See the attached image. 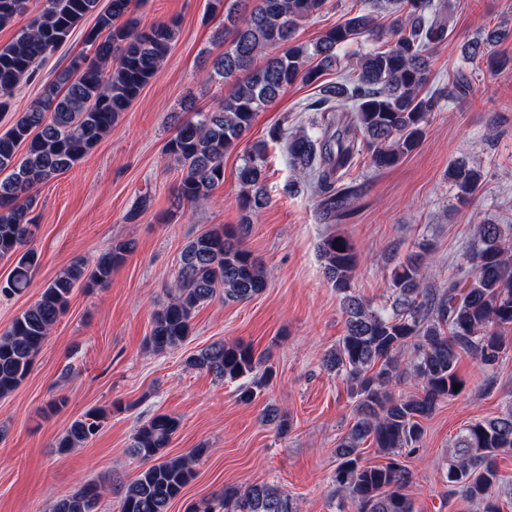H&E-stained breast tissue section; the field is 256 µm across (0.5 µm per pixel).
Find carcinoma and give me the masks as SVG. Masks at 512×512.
<instances>
[{"label": "carcinoma", "instance_id": "obj_1", "mask_svg": "<svg viewBox=\"0 0 512 512\" xmlns=\"http://www.w3.org/2000/svg\"><path fill=\"white\" fill-rule=\"evenodd\" d=\"M0 0V27L21 15L26 25L14 40L0 46V112L11 109L14 91L34 76L87 16L96 22L84 35L88 50L75 55L39 96L0 134V258L13 268L0 294L24 292L32 283L40 256L24 249L31 234L35 187L70 169L107 134L119 117L156 76L179 32L175 18L149 25L134 15L132 0ZM327 0H209L211 13L224 11L227 46L212 61L207 80L235 81L233 92L215 110L185 111L166 142L167 164L180 173L173 194L178 209L208 203L224 183L225 155L242 150L238 170L241 212L236 227H218L196 235L183 247L168 301L152 314L146 346L162 354L181 346L191 333L197 309L220 295L243 302L267 286L262 264L244 247L252 216L271 199L265 187L266 144L240 148L258 112L288 87L314 84L338 61L336 49L369 38L379 46L358 55L349 75L323 85L309 112L321 113L309 129L288 135L279 125L271 140L284 142L298 179L314 184L319 206L334 218L343 216L359 197L358 185L345 181L365 154L377 170L396 166L421 146L432 115L442 102L470 85L459 74L451 87L431 88L430 63L449 31L451 5L434 0H367V8L323 32L310 43L296 41L300 23L321 11ZM390 17L384 28L375 11ZM509 30L497 29L466 41L465 55L487 58L498 70L512 68V58L491 51ZM265 55L263 65L254 61ZM457 197L469 201L483 188L480 170L457 161L448 167ZM479 247L469 256V281L436 288L427 281L431 249L408 254L393 272L396 296L390 309L375 310L353 291L358 257L350 239L325 236L318 251L323 273L339 297L345 333L324 358L330 372L346 375L355 399L356 422L336 448L332 475L341 502L355 512H413L408 459L420 450L423 421L456 396L458 359L470 355L485 368L496 365L512 329V235L490 220L478 227ZM134 249L119 241L94 264L80 257L58 274L40 297L0 336V397L12 393L31 372L76 285L92 288L109 281L112 270ZM186 364L221 380L236 381L263 369L262 377L240 388L249 402L267 384L273 370L251 346L215 342L187 358ZM407 375L417 392L396 395L392 384ZM106 411L92 410L75 419L57 439L58 454L90 441ZM178 418L158 414L135 432L132 452L146 464L124 491L120 512H170L172 502L193 477L206 454L204 447L173 458L162 456L179 428ZM370 443L385 462L363 463L361 445ZM512 450V405L500 416L476 421L458 435L445 478L448 493L461 494L500 512L494 490L501 482L500 453ZM100 494L88 484L59 498L51 512H97ZM187 512H296L293 499L268 483L228 486L189 505Z\"/></svg>", "mask_w": 512, "mask_h": 512}]
</instances>
